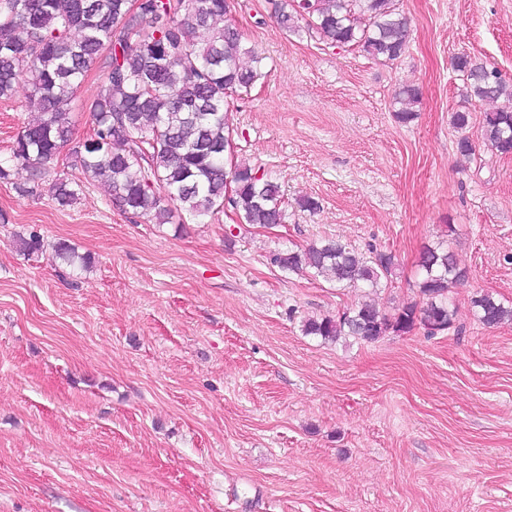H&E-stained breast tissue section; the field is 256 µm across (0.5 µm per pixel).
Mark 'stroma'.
I'll use <instances>...</instances> for the list:
<instances>
[{"label":"stroma","mask_w":512,"mask_h":512,"mask_svg":"<svg viewBox=\"0 0 512 512\" xmlns=\"http://www.w3.org/2000/svg\"><path fill=\"white\" fill-rule=\"evenodd\" d=\"M234 5L264 56L231 106L237 151L281 184L288 222L160 227L101 182L65 208L20 193L25 175L0 183V512H512V323L471 304L512 303V155L484 147L494 105L454 67L475 56L512 84V0H396L410 42L393 62L286 34L269 0ZM406 85L421 102L402 124ZM30 116L27 85L0 99L1 156ZM33 230L90 272L18 252ZM324 236L395 254L388 312L419 301V254L446 241L468 273L455 330L304 335L362 295L268 256ZM420 98V90L413 86H404L395 93L394 105H398V108L394 112L399 123L407 124L416 118L414 108L420 103ZM57 259L70 269L72 275L87 272L92 267L89 255H79L75 248L65 241H58L52 245ZM474 315L477 320L487 327L512 323V305H505L492 295L484 294L472 301Z\"/></svg>","instance_id":"stroma-1"}]
</instances>
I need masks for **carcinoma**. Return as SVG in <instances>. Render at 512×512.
<instances>
[{
    "label": "carcinoma",
    "instance_id": "carcinoma-1",
    "mask_svg": "<svg viewBox=\"0 0 512 512\" xmlns=\"http://www.w3.org/2000/svg\"><path fill=\"white\" fill-rule=\"evenodd\" d=\"M233 8L232 0H144L135 11L130 0H0V99L11 98L24 80L37 107L0 156V182L25 171L28 182L19 191L32 195L49 177L53 199L70 207L82 184L59 170L66 150L85 181L105 182L109 201L135 223L183 224L227 211L236 224L286 223L281 186L235 154L230 101L251 91L263 57L231 23ZM272 9L287 33L297 32L305 17L325 44L357 47L374 59L396 60L409 44L407 21L393 0H273ZM99 60L105 78L89 106L92 133L76 142L71 104ZM455 67L475 98L507 101L484 113L482 140L493 153L512 154V88L496 67L468 55L457 57ZM420 98L413 86L395 93L398 122L416 118ZM15 246L31 256L45 241L32 231L17 235ZM52 248L73 274L91 268V257L70 244ZM269 261L284 274L310 269L338 288L370 294L388 287L397 267L391 253L364 255L332 237L275 250ZM418 267L422 302L387 313L364 301L334 317L307 319L303 334L372 343L418 326L429 336L449 331L456 319L449 288L464 282L467 271L442 242L423 249ZM472 307L487 327L512 323V305L489 294Z\"/></svg>",
    "mask_w": 512,
    "mask_h": 512
}]
</instances>
